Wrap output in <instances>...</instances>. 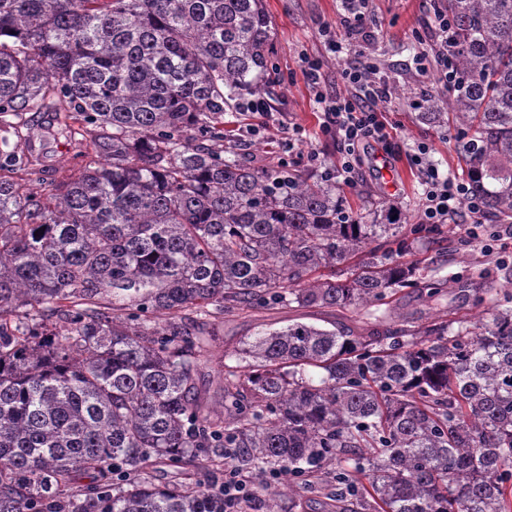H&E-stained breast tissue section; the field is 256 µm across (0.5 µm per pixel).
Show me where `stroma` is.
Returning <instances> with one entry per match:
<instances>
[{"mask_svg": "<svg viewBox=\"0 0 512 512\" xmlns=\"http://www.w3.org/2000/svg\"><path fill=\"white\" fill-rule=\"evenodd\" d=\"M274 28L272 64L281 83L273 87L265 101L270 111L256 114L234 109L224 114V128L235 143V150L244 161L258 167L277 165L285 155L286 142L293 127H300L302 150L320 153L327 165H334L337 149L333 140L323 138L318 130V109L312 89L303 80L299 60L303 55L320 56L329 76L349 64L354 56L326 55L319 29L333 23L344 12L342 0H264ZM371 7L380 22L374 40L363 43V50L376 57L382 77L392 88L391 121L400 125L397 139L390 147L366 146L361 157L357 186L346 191L351 207L374 201L397 203L409 216H416L420 192L417 173L408 150L419 141L432 146V159L441 173L460 176V160L453 138L454 131L434 127L417 119L412 106L421 90H435L430 74L418 71L413 57L419 50L413 29H426L431 16L422 8V0H372ZM465 215L446 224L444 238L437 250L421 254L419 273L435 271L437 277L450 280L438 300L428 299L421 289L405 288L382 301L385 309L413 313L422 321L445 316L473 319L475 311L468 296L477 273H484L493 287L504 288L512 283V235L504 236L498 248L486 252L481 247H464L459 242V226ZM313 323L327 328L360 331L370 328L365 310L353 308H300L282 305L258 306L233 311L212 318V334L198 366L196 383L212 406L223 399L219 371L226 353L240 348L258 333L286 326L288 322ZM325 475H318L309 487L297 492L283 489L281 480L257 477L255 495L243 512H336V500L324 486Z\"/></svg>", "mask_w": 512, "mask_h": 512, "instance_id": "1", "label": "stroma"}]
</instances>
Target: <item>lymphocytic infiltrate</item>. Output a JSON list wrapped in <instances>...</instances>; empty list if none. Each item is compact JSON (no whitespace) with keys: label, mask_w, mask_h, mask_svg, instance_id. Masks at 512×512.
<instances>
[{"label":"lymphocytic infiltrate","mask_w":512,"mask_h":512,"mask_svg":"<svg viewBox=\"0 0 512 512\" xmlns=\"http://www.w3.org/2000/svg\"><path fill=\"white\" fill-rule=\"evenodd\" d=\"M368 4L369 0H347L346 13L338 23L323 26L322 35L329 52L337 55L357 39L374 37L378 23L369 13ZM426 40L429 49L417 55L418 68L432 73L441 89H448L452 78L448 71L447 12L434 13ZM301 74L315 93V101L322 114L320 131L324 137L334 140L338 148L336 165L324 168L322 175L347 187H355L361 164V147L371 143L386 146L391 142L394 126L386 118L392 99L390 85L379 77L378 66L369 57L360 58L355 64L342 69L340 79L346 91L336 96L324 90L328 77L321 59L304 58ZM430 153L428 143L422 141L409 155L421 186L419 223L444 224L450 216L464 210L468 213L469 222L462 228L463 244L498 242L500 236L487 224L481 201L471 195L465 183L440 174L430 159Z\"/></svg>","instance_id":"1"}]
</instances>
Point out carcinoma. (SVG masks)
Returning a JSON list of instances; mask_svg holds the SVG:
<instances>
[{
  "instance_id": "cac0c4a2",
  "label": "carcinoma",
  "mask_w": 512,
  "mask_h": 512,
  "mask_svg": "<svg viewBox=\"0 0 512 512\" xmlns=\"http://www.w3.org/2000/svg\"><path fill=\"white\" fill-rule=\"evenodd\" d=\"M448 11L462 175L512 223V0ZM262 0H0V512H224L216 484H156L200 448L215 467L304 480L372 512H512V289L475 322L323 329L243 344L222 410L196 387L208 322L260 302L370 308L423 286L440 243L394 204L224 156V106L279 82ZM28 112H44L33 129ZM85 159L61 174L47 145Z\"/></svg>"
}]
</instances>
